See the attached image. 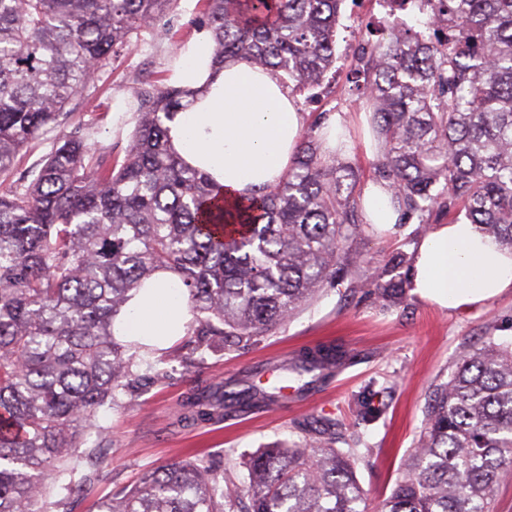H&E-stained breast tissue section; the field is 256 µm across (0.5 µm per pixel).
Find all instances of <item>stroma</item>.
I'll return each mask as SVG.
<instances>
[{"instance_id": "stroma-1", "label": "stroma", "mask_w": 512, "mask_h": 512, "mask_svg": "<svg viewBox=\"0 0 512 512\" xmlns=\"http://www.w3.org/2000/svg\"><path fill=\"white\" fill-rule=\"evenodd\" d=\"M199 0H179L167 22L166 39L142 32L130 52L99 73L76 98L69 126H82L96 142V153L116 155L137 119L134 90L142 82L171 83L183 45L196 29ZM374 0H344L336 31V68L317 98L297 96L300 111L340 115L353 131L350 157L361 170V184L373 180L376 152L362 142L360 114L366 106L352 83L359 46L367 30L380 27ZM417 220L384 231L365 227L354 240L351 282L323 288L273 335L231 352L206 358L189 355L186 340L162 353L165 379L149 372L132 379L120 403L105 410L103 444L109 476L106 494L138 483L150 470L173 461L206 457L220 463L224 480L243 484L240 459L259 448L291 444L311 436L325 421L355 435L361 458L357 478L368 512L387 497L415 448L429 414L430 398L447 382L464 352L485 337L512 338V292L474 308L445 310L405 293L383 302L373 283L396 252L412 253L424 236ZM320 344L340 345L350 358L325 382L297 395L293 404L266 409H231L209 421H184L180 414L194 390L219 382L259 381L265 369Z\"/></svg>"}]
</instances>
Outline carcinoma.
<instances>
[{"mask_svg":"<svg viewBox=\"0 0 512 512\" xmlns=\"http://www.w3.org/2000/svg\"><path fill=\"white\" fill-rule=\"evenodd\" d=\"M217 68L259 65L292 93L328 83L341 0H200ZM177 0H0V177L59 127L94 74L144 30L161 36ZM427 37L393 18L362 47L356 82L373 105L380 158L405 215L457 213L512 251V0H435ZM123 158L94 157L80 128L40 169L0 182V512H62L108 476L99 412L119 402L149 346L122 343L114 318L159 272L176 275L194 320L192 352H231L293 317L351 272L362 233L352 165L324 155L312 120L282 180L234 200L173 149L167 122L198 92L136 88ZM406 255L385 263L378 296L403 295ZM348 351H302L282 370L305 390ZM310 380H305V377ZM280 388L195 393L188 418L262 407ZM97 445L78 453L89 438ZM336 433L260 448L246 486L212 460L175 461L97 499L98 512H366L351 448ZM512 479V341L462 354L440 385L410 462L380 512H494Z\"/></svg>","mask_w":512,"mask_h":512,"instance_id":"obj_1","label":"carcinoma"}]
</instances>
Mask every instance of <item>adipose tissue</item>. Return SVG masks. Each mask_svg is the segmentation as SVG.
<instances>
[{"label":"adipose tissue","mask_w":512,"mask_h":512,"mask_svg":"<svg viewBox=\"0 0 512 512\" xmlns=\"http://www.w3.org/2000/svg\"><path fill=\"white\" fill-rule=\"evenodd\" d=\"M209 45V34L198 32L175 71L178 85H205L209 91L170 122L171 144L191 166L223 184L228 195L245 198L277 184L287 172L305 116L269 69L228 63L213 72ZM360 203L367 223L387 229L399 219L387 185H368ZM409 280L414 294L439 307L477 306L512 290V252L466 219L436 224L414 253ZM190 320L179 281L160 272L114 325L117 335L162 349L184 334Z\"/></svg>","instance_id":"1"}]
</instances>
